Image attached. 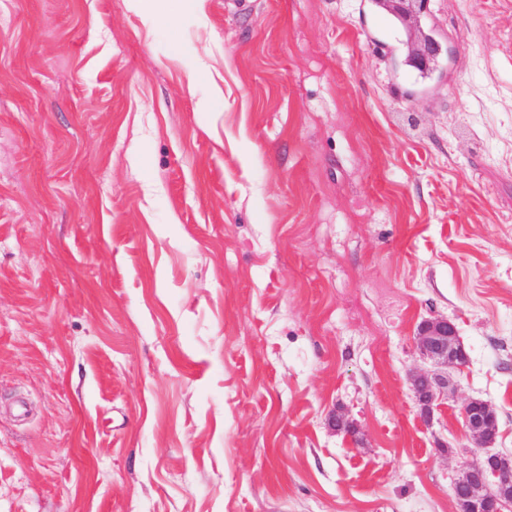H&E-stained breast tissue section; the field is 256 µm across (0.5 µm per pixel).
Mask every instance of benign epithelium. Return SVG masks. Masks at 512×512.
Masks as SVG:
<instances>
[{"label": "benign epithelium", "instance_id": "7a95c632", "mask_svg": "<svg viewBox=\"0 0 512 512\" xmlns=\"http://www.w3.org/2000/svg\"><path fill=\"white\" fill-rule=\"evenodd\" d=\"M427 0H379L402 22L413 62L419 67L437 64L439 42L425 34L420 14L425 12ZM417 348L421 356L431 361L436 370L415 373L411 387L426 421L433 418L438 402L455 391V383L448 369H459L467 363V354L461 344L453 321L435 317L421 322L417 333ZM462 426L466 438L476 448H490L498 433L497 415L486 401L471 398L461 408ZM512 485V457L487 453L472 464L464 466L451 489L455 512H509L512 495L505 489Z\"/></svg>", "mask_w": 512, "mask_h": 512}]
</instances>
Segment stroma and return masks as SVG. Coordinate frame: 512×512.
<instances>
[{
	"label": "stroma",
	"instance_id": "stroma-1",
	"mask_svg": "<svg viewBox=\"0 0 512 512\" xmlns=\"http://www.w3.org/2000/svg\"><path fill=\"white\" fill-rule=\"evenodd\" d=\"M421 21L424 91L372 0H0V512H454L472 397L512 455V0ZM170 1L165 8H146L143 9L144 24L147 26H157L167 24L172 21L174 13H193L198 16L204 14L205 0H158ZM417 348L424 359L437 368L433 372L415 373L411 387L421 416L427 422L433 418L438 402L455 391V383L448 368L460 369L467 362L456 325L448 318L435 317L421 322L417 333Z\"/></svg>",
	"mask_w": 512,
	"mask_h": 512
}]
</instances>
